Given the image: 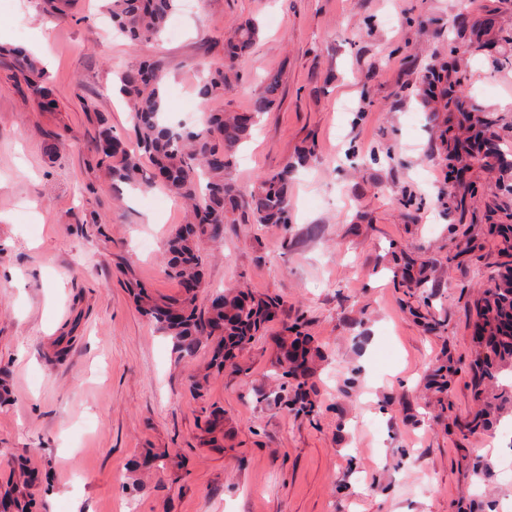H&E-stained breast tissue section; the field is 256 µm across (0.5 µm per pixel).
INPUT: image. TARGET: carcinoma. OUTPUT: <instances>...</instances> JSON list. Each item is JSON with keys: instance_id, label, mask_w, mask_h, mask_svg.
Wrapping results in <instances>:
<instances>
[{"instance_id": "1", "label": "carcinoma", "mask_w": 512, "mask_h": 512, "mask_svg": "<svg viewBox=\"0 0 512 512\" xmlns=\"http://www.w3.org/2000/svg\"><path fill=\"white\" fill-rule=\"evenodd\" d=\"M179 0H108L112 25L134 43L158 38L164 31ZM259 26L253 20L238 24L224 38V61L209 70L198 86V95L207 103L224 94L239 81L236 62L253 46ZM12 67L26 88L44 109L55 106L48 73L41 63L22 49L13 52ZM114 91L131 109V134L121 139L112 134L106 118H100L97 151L99 163L112 174L113 189L120 185L141 186L144 164L152 169V179L183 198L191 208V219L171 235L166 251L167 274L178 283L197 281L204 288L202 250L220 240L226 224L291 223L288 169L262 172L253 180L247 207L240 204V191L225 179L236 161L238 147L250 136L261 115L277 104L281 76L268 73L248 112H205L195 128L176 130L163 119V75L149 61L115 69ZM142 311L158 331L171 338L185 356L206 348L211 361L224 367L233 352L245 348L261 335L276 315L277 300L257 299L241 291H217L209 304L197 306V296L179 294L166 301L148 292L136 293ZM283 355L273 363L278 391L259 393L262 401H272L286 409L311 415L314 404L308 399L305 373L309 350L299 338L281 343Z\"/></svg>"}]
</instances>
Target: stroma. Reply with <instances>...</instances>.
<instances>
[{
  "label": "stroma",
  "mask_w": 512,
  "mask_h": 512,
  "mask_svg": "<svg viewBox=\"0 0 512 512\" xmlns=\"http://www.w3.org/2000/svg\"><path fill=\"white\" fill-rule=\"evenodd\" d=\"M0 0V44L42 60L56 110L0 64V494L11 512H512V359L486 369L476 324L512 271V162L456 159L471 132L512 151V0H204L160 39L117 36L105 0ZM255 19L242 80L210 111L250 110L281 73L226 179L293 166V222L228 224L203 249L210 290L280 301L239 371L176 352L138 310L137 280L177 296L163 186L97 164L95 99L129 109L116 62H156L164 118L199 125L197 84L225 31ZM311 158H303L308 145ZM305 316L324 360L317 414L261 403L281 330ZM224 414L209 437L204 420ZM158 460L139 481L133 460Z\"/></svg>",
  "instance_id": "obj_1"
}]
</instances>
